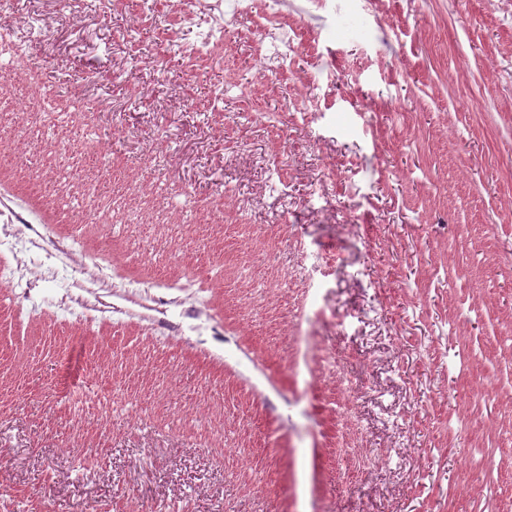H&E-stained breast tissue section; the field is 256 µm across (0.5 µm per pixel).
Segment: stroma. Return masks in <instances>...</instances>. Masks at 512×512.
I'll return each instance as SVG.
<instances>
[{
	"instance_id": "stroma-1",
	"label": "stroma",
	"mask_w": 512,
	"mask_h": 512,
	"mask_svg": "<svg viewBox=\"0 0 512 512\" xmlns=\"http://www.w3.org/2000/svg\"><path fill=\"white\" fill-rule=\"evenodd\" d=\"M182 2L0 0V512H512V0ZM188 16L190 17L193 46L199 53H208L222 44L226 26V15L233 18L251 16L254 3L252 0H205L189 1ZM202 5L199 13L194 8ZM256 52L259 59L272 60L277 63L274 72L291 64L295 51L294 33L278 25L274 27L260 25L256 28Z\"/></svg>"
}]
</instances>
